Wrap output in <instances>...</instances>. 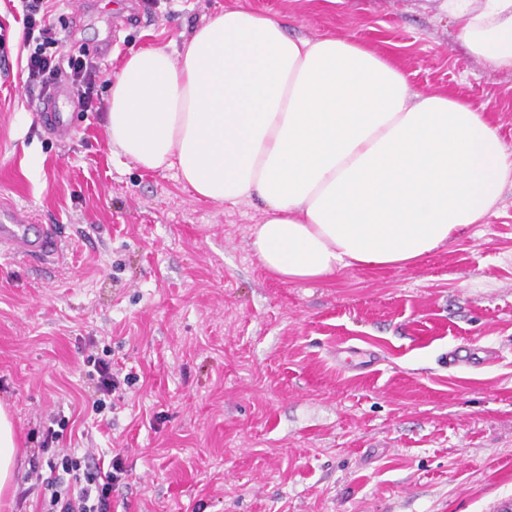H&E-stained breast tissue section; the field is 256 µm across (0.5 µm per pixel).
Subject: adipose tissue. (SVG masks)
Returning <instances> with one entry per match:
<instances>
[{"label": "adipose tissue", "instance_id": "adipose-tissue-1", "mask_svg": "<svg viewBox=\"0 0 512 512\" xmlns=\"http://www.w3.org/2000/svg\"><path fill=\"white\" fill-rule=\"evenodd\" d=\"M467 51L512 70V0H439ZM107 133L199 197L264 205L250 247L288 282L404 267L496 213L512 154L466 100L414 92L364 43L289 36L227 9L181 51L134 52L110 85Z\"/></svg>", "mask_w": 512, "mask_h": 512}]
</instances>
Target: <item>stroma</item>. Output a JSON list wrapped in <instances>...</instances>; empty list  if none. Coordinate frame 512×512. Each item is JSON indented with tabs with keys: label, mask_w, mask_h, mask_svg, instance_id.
Instances as JSON below:
<instances>
[{
	"label": "stroma",
	"mask_w": 512,
	"mask_h": 512,
	"mask_svg": "<svg viewBox=\"0 0 512 512\" xmlns=\"http://www.w3.org/2000/svg\"><path fill=\"white\" fill-rule=\"evenodd\" d=\"M289 34L353 37L420 93L483 108L512 152V71L470 55L434 0H72L53 24L100 68L95 111L46 135L25 86L18 14L0 0V206L28 208L53 264L0 251V406L17 488L44 416L63 448L120 455L112 512H499L512 508V187L487 223L406 267L285 282L249 246L263 205L196 198L173 170L113 148L103 106L129 56L180 50L226 8ZM349 345L375 352L342 366ZM460 346L499 358L449 366ZM131 386L92 411L88 355Z\"/></svg>",
	"instance_id": "1"
}]
</instances>
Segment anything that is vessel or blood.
<instances>
[{
	"label": "vessel or blood",
	"mask_w": 512,
	"mask_h": 512,
	"mask_svg": "<svg viewBox=\"0 0 512 512\" xmlns=\"http://www.w3.org/2000/svg\"><path fill=\"white\" fill-rule=\"evenodd\" d=\"M72 94L68 88H57L52 100L44 102L41 109L45 131L51 135H63L71 130L68 117L64 113L66 104L71 103ZM32 216L29 211L4 207L0 209V249L15 252L26 258L44 261L54 259L58 254V244L51 232L44 231L38 236H30L29 226Z\"/></svg>",
	"instance_id": "b4317fda"
}]
</instances>
